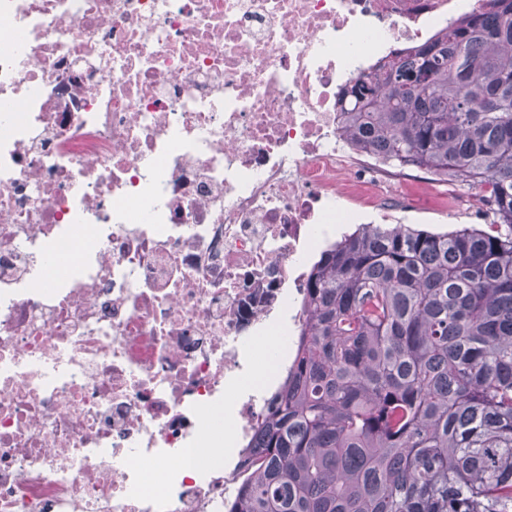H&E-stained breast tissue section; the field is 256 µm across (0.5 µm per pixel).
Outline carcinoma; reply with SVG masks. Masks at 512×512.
I'll use <instances>...</instances> for the list:
<instances>
[{"label": "carcinoma", "mask_w": 512, "mask_h": 512, "mask_svg": "<svg viewBox=\"0 0 512 512\" xmlns=\"http://www.w3.org/2000/svg\"><path fill=\"white\" fill-rule=\"evenodd\" d=\"M347 86L349 133L490 231L365 224L320 252L308 327L225 512H512V0Z\"/></svg>", "instance_id": "obj_1"}]
</instances>
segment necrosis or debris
Masks as SVG:
<instances>
[{
    "label": "necrosis or debris",
    "instance_id": "1",
    "mask_svg": "<svg viewBox=\"0 0 512 512\" xmlns=\"http://www.w3.org/2000/svg\"><path fill=\"white\" fill-rule=\"evenodd\" d=\"M493 0H0V512H224L343 215L408 218L345 133L383 79ZM67 273L49 276L62 252ZM230 425L231 464L196 457ZM286 326H288V321H284V322H281V323H279V324H277L275 326H272L271 329L268 331L266 336H263L261 339L256 341V343L254 344V348H253L254 370H253L252 374L249 375L244 380V382H243V387L244 388L252 390L254 388H257L260 384L264 383V379L262 381H254L253 377L256 374L260 364L264 360L266 343H267V341L271 337L281 336L282 333H279L277 335V330L280 329V328H284ZM273 339L274 338L270 339V341H269L268 349H267V354H268L269 350L271 349V347L273 345V343H272Z\"/></svg>",
    "mask_w": 512,
    "mask_h": 512
}]
</instances>
